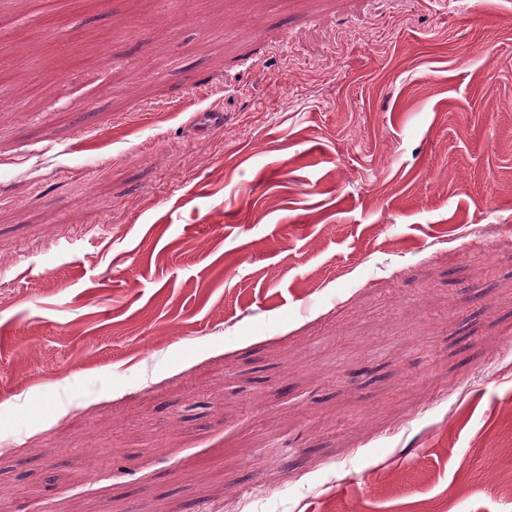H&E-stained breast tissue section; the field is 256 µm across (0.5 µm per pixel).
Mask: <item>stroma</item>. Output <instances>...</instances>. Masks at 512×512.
I'll list each match as a JSON object with an SVG mask.
<instances>
[{"label": "stroma", "mask_w": 512, "mask_h": 512, "mask_svg": "<svg viewBox=\"0 0 512 512\" xmlns=\"http://www.w3.org/2000/svg\"><path fill=\"white\" fill-rule=\"evenodd\" d=\"M50 14L0 0V512H512V0Z\"/></svg>", "instance_id": "stroma-1"}]
</instances>
